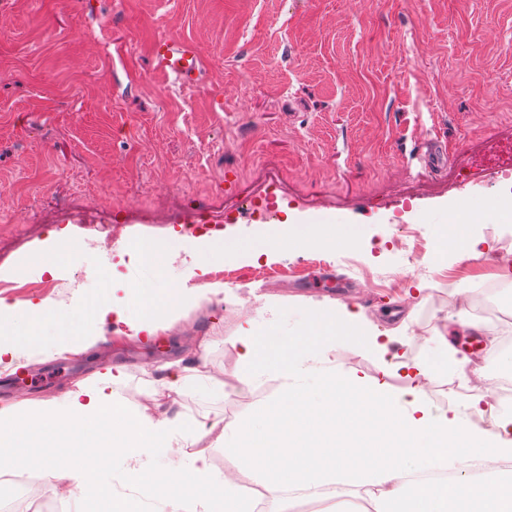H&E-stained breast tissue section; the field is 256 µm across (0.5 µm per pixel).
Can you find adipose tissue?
<instances>
[{
    "label": "adipose tissue",
    "instance_id": "ef3b65f1",
    "mask_svg": "<svg viewBox=\"0 0 512 512\" xmlns=\"http://www.w3.org/2000/svg\"><path fill=\"white\" fill-rule=\"evenodd\" d=\"M512 223V207L486 210L451 208L449 234L443 243L474 249L468 227L486 216ZM337 227L315 230L277 225L254 250V257L295 250L309 237L335 241ZM217 288L186 295L159 291L142 282L128 283L122 297L92 300L88 315L128 327L132 338L152 337L176 319L184 307L217 302ZM346 340L387 351V343L367 330L359 312L345 307L316 308L299 336L281 333L277 323L237 332L238 362L253 373L276 376L281 392L260 404L249 417L216 427L207 419L185 426L182 419H150L143 410L115 400L112 392L125 379L115 366L93 383L78 384L63 400H39L24 416L0 410V468L24 461L26 448L41 449L34 463L47 488H54L70 449H82L81 469L95 473L115 454L131 461L130 479L161 491L171 512H251L235 484L216 480L199 437L215 435L226 455L259 471L265 485L280 489L327 486L361 487L371 512H512V473L494 472L475 479L464 476L448 484L421 485L413 473L432 470L473 455L512 458V408L501 412L496 434L467 423L461 416H433L423 405L418 381L427 374L424 362L404 361L406 387L384 380L366 382L318 364L319 352ZM189 449L188 461L174 460L176 448ZM169 457L162 472L138 466L141 449Z\"/></svg>",
    "mask_w": 512,
    "mask_h": 512
}]
</instances>
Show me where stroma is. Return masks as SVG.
Returning <instances> with one entry per match:
<instances>
[{
	"mask_svg": "<svg viewBox=\"0 0 512 512\" xmlns=\"http://www.w3.org/2000/svg\"><path fill=\"white\" fill-rule=\"evenodd\" d=\"M165 35L198 47L199 85L156 68L150 46ZM495 141L512 142V0H0V226L12 230L0 240V296L77 311L101 294L100 272L146 280L132 251L174 230L166 286L224 291L222 305L183 310L148 344L109 321L75 354L44 324L39 345L0 367V407L62 400L119 365L117 398L152 418L235 420L280 384L240 369L238 327L274 320L292 333L308 310L335 303L393 338L383 354L330 349L366 381L403 385L402 356L440 359L450 331L482 365L495 335L449 330L452 300L461 292L480 308L479 283L512 279L491 259L512 250V223L471 225L474 252L439 247L449 206L480 209L512 191ZM289 214L303 226L329 219L341 243L253 260L250 245ZM186 217L223 223L230 252L208 275ZM103 222L123 230L97 246L92 227ZM400 224L418 232L429 275L395 244ZM61 230L82 245L50 275L29 255ZM345 258L362 277L343 270ZM202 358L209 382L163 389L168 363ZM128 483L121 455L67 480L76 512H114Z\"/></svg>",
	"mask_w": 512,
	"mask_h": 512,
	"instance_id": "stroma-1",
	"label": "stroma"
}]
</instances>
